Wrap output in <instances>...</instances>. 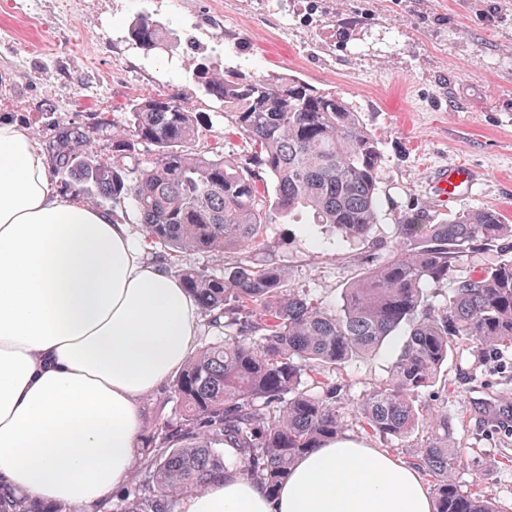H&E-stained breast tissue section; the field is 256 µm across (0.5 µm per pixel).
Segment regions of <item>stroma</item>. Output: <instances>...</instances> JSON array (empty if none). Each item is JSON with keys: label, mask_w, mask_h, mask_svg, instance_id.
I'll use <instances>...</instances> for the list:
<instances>
[{"label": "stroma", "mask_w": 512, "mask_h": 512, "mask_svg": "<svg viewBox=\"0 0 512 512\" xmlns=\"http://www.w3.org/2000/svg\"><path fill=\"white\" fill-rule=\"evenodd\" d=\"M20 24L0 0V118L21 120L40 146L54 121L88 125L91 146L112 160V133L129 102L177 95L199 117L198 144L247 151L220 102L195 77L204 63L241 78L287 75L340 93L379 140V222L367 240L345 243L307 214L265 225L257 259H272L292 288L334 307L349 282L384 257L406 214L430 224L494 207L512 221V0H27ZM150 17L174 40L147 51L132 25ZM483 179L454 204L433 198L431 178L457 162ZM403 343L331 372L360 395L385 381ZM441 380L421 395L425 416L448 414L466 461L463 489L512 512V434L479 413L486 397L512 404V348L481 354L454 342Z\"/></svg>", "instance_id": "35a3bbf8"}]
</instances>
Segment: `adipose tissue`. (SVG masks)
<instances>
[{"label":"adipose tissue","instance_id":"1","mask_svg":"<svg viewBox=\"0 0 512 512\" xmlns=\"http://www.w3.org/2000/svg\"><path fill=\"white\" fill-rule=\"evenodd\" d=\"M200 334L193 298L122 214L59 192L26 126L0 121V486L103 512L136 476L145 400ZM184 512H434L415 467L348 435L276 494L235 471Z\"/></svg>","mask_w":512,"mask_h":512}]
</instances>
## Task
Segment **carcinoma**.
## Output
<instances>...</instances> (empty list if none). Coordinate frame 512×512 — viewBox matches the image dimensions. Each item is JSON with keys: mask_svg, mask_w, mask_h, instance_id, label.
Masks as SVG:
<instances>
[{"mask_svg": "<svg viewBox=\"0 0 512 512\" xmlns=\"http://www.w3.org/2000/svg\"><path fill=\"white\" fill-rule=\"evenodd\" d=\"M132 36L146 50L164 48L152 20L139 19ZM195 75L249 147L244 161L200 148L196 113L170 95L129 104L112 134L110 165L97 160L83 125L57 121L50 141L52 167L70 174L71 191L95 192L115 206L131 202L161 261L193 251L240 254L220 276L180 269L183 287L221 336L170 383L180 412L143 438L141 478L121 512H168L170 498L231 468L275 492L297 458L344 430L341 390L320 382L315 391L306 380L319 382L402 329L389 377L350 400L365 434L383 440L419 431L418 398L437 382L454 340L491 352L512 347L511 255L437 294L473 249L512 239L497 209L459 212L441 224L405 217L396 245L343 288L332 309L291 288L278 265L254 261L250 249L275 213L305 210L344 241L366 238L379 219V142L334 92L283 76L218 77L203 63ZM141 144L154 147L153 160L139 158ZM454 430L452 418L437 415L411 444L414 464L433 483L435 512H498L457 484L463 460ZM0 512L63 510L0 487Z\"/></svg>", "mask_w": 512, "mask_h": 512, "instance_id": "1", "label": "carcinoma"}]
</instances>
